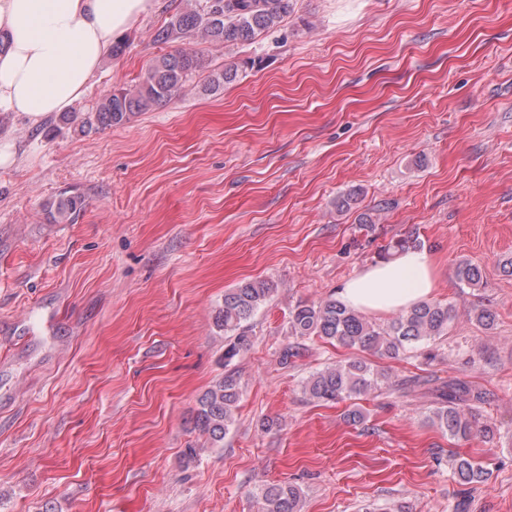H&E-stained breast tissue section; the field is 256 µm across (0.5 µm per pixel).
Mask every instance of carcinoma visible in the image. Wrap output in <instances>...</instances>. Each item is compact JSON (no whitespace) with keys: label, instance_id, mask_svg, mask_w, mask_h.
Segmentation results:
<instances>
[{"label":"carcinoma","instance_id":"carcinoma-1","mask_svg":"<svg viewBox=\"0 0 512 512\" xmlns=\"http://www.w3.org/2000/svg\"><path fill=\"white\" fill-rule=\"evenodd\" d=\"M291 9V0H191L155 31L153 41L168 44L190 38L224 46L247 42L277 27ZM209 67L210 61L196 52L177 49L165 53L152 61L143 80L134 88L107 92L92 111L70 112L62 119L76 124L82 133L121 125L135 112H146L179 98L190 76ZM237 76L235 65L215 73L206 91L216 93ZM83 207L82 195L64 194L46 204L47 220L53 224L70 223ZM419 247V238L409 234L390 242L381 259L389 260ZM456 277L467 288L475 289L483 284L481 268L469 262L457 266ZM275 291L272 283L246 281L224 292V306L216 323L224 332L235 333L234 341L225 348V362H230L248 345L245 323L269 302ZM473 318L487 330L495 325L493 310L482 304L473 308ZM453 319L451 304L426 301L400 311L390 322L381 325L330 297L296 306L290 312L288 328L298 339L316 336L345 348L362 349L380 358L392 359L408 348L416 349L448 335ZM389 379L385 370L353 359L311 374L303 383V392L313 401H356L389 387ZM416 385L429 386V391L435 395L437 406L431 421L448 439L458 441L472 436L477 425L475 413L466 414L463 407H479L485 401L484 392L457 381L433 387L429 380H418ZM240 394L236 373L227 371L199 397L194 426L207 436L211 445L224 441L234 423ZM454 474L465 485L483 484L487 476L482 467L463 457L455 459ZM251 495L258 512H301L302 490L297 485L266 483L255 488Z\"/></svg>","mask_w":512,"mask_h":512}]
</instances>
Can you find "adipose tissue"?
Segmentation results:
<instances>
[{
	"label": "adipose tissue",
	"mask_w": 512,
	"mask_h": 512,
	"mask_svg": "<svg viewBox=\"0 0 512 512\" xmlns=\"http://www.w3.org/2000/svg\"><path fill=\"white\" fill-rule=\"evenodd\" d=\"M155 7L156 0H0V110L34 126L71 110L113 42ZM435 289L430 254L410 250L364 268L337 298L384 315L428 300Z\"/></svg>",
	"instance_id": "1"
}]
</instances>
